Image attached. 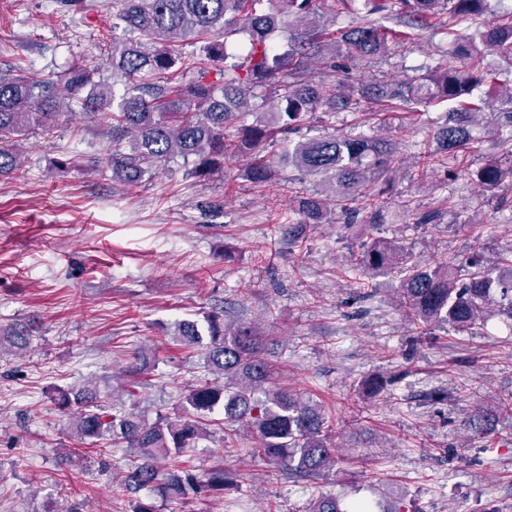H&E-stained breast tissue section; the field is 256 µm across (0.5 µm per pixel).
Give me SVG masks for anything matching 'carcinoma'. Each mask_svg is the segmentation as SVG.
Here are the masks:
<instances>
[{
  "label": "carcinoma",
  "mask_w": 512,
  "mask_h": 512,
  "mask_svg": "<svg viewBox=\"0 0 512 512\" xmlns=\"http://www.w3.org/2000/svg\"><path fill=\"white\" fill-rule=\"evenodd\" d=\"M487 2L364 0L367 12L392 19L399 28L355 22L331 38L325 27L313 25L290 31L279 47L272 35L287 19L317 14V0H112V30H122L125 37L112 36L106 61L113 76L125 82V94L115 101L81 61L54 78L30 71L0 72V173L20 167L17 145L31 125H41L48 134L61 112L75 107L86 114L107 110L112 121V180L123 184L159 173L175 157L193 159L194 174L200 178L224 176V162L243 155L250 159L243 176L253 183L271 182L288 167L321 177L332 191V202L294 191L291 202L300 224H325L332 213L342 224L366 222L357 265L369 281H399L395 304L416 342L430 341L438 328L468 335L494 303L512 322V256L499 257L497 268L490 270L477 267L473 257L437 259L422 267L409 250L373 235L382 223L385 201L360 192V187L390 172L395 140L351 134L292 138L306 116L347 109L357 104L355 95L361 93L388 105L435 100L452 104L434 127L438 151L417 155L422 174L469 148L472 120L484 116L491 99L501 102L507 115L495 132L512 145V81L501 78L512 74V10L488 19ZM451 22L465 29L448 32V48L426 73L359 90L342 82L343 62L354 65L388 56L419 32ZM189 37L201 39L199 57L191 62L198 79L182 83L177 75L188 65L174 43ZM488 56L496 57L498 69L484 67ZM314 57L326 60L329 79L307 80V64ZM215 62L224 63V68L208 81ZM258 91L276 98L277 110L267 122L243 125L241 119ZM230 129L235 133H228ZM276 141L280 152L273 160L264 151ZM471 176L487 192L512 185V151L488 159ZM401 210L413 213L415 223L424 227L440 223L443 214L420 211L411 198L402 202ZM3 338L19 351L31 341L24 326L13 327L10 335H0ZM174 339L200 355L209 377L192 385L173 412L158 414L152 423L133 411L115 409L111 393L95 383L53 389L51 402L69 417L70 437L95 444L103 453L118 445L130 449L115 491L135 495L149 490L187 499L224 490L231 477L222 468L200 475L166 467L167 461L186 455L209 435L207 414L217 409L224 413L223 440L232 441L237 427H247L255 457L301 477L336 466L339 452L331 442L330 417L302 393L272 382L274 365L254 327L229 325L213 312L206 317V330L183 320ZM154 367L147 355L135 354L124 370L128 398L138 395L140 376ZM505 417L512 419V396L475 408L466 427L489 436ZM309 512H374V506L321 495Z\"/></svg>",
  "instance_id": "1"
}]
</instances>
